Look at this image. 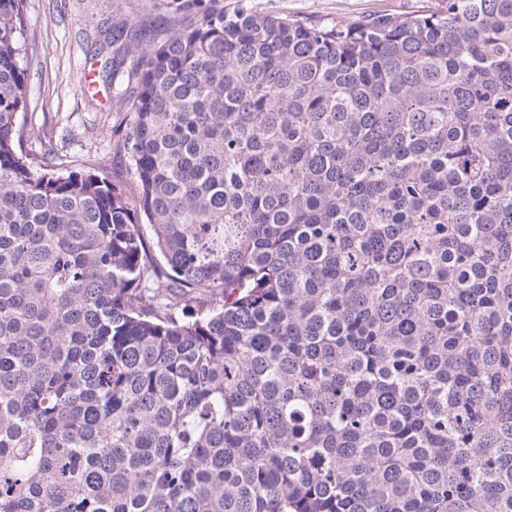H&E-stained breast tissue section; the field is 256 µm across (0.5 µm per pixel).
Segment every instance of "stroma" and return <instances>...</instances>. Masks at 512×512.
Instances as JSON below:
<instances>
[{
  "instance_id": "obj_1",
  "label": "stroma",
  "mask_w": 512,
  "mask_h": 512,
  "mask_svg": "<svg viewBox=\"0 0 512 512\" xmlns=\"http://www.w3.org/2000/svg\"><path fill=\"white\" fill-rule=\"evenodd\" d=\"M275 12L336 22L381 13H410L423 0H262ZM138 16L141 39L152 41L168 16L143 8L140 0H28L24 64L28 70V121L43 127L45 145L62 159L92 163L106 174L120 171L122 159L101 130L115 123V95L123 77L106 80L100 68L112 55V21L121 12Z\"/></svg>"
}]
</instances>
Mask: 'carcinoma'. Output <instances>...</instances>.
<instances>
[{
    "instance_id": "1",
    "label": "carcinoma",
    "mask_w": 512,
    "mask_h": 512,
    "mask_svg": "<svg viewBox=\"0 0 512 512\" xmlns=\"http://www.w3.org/2000/svg\"><path fill=\"white\" fill-rule=\"evenodd\" d=\"M0 0V512H512V0L112 27L124 180L35 165Z\"/></svg>"
}]
</instances>
